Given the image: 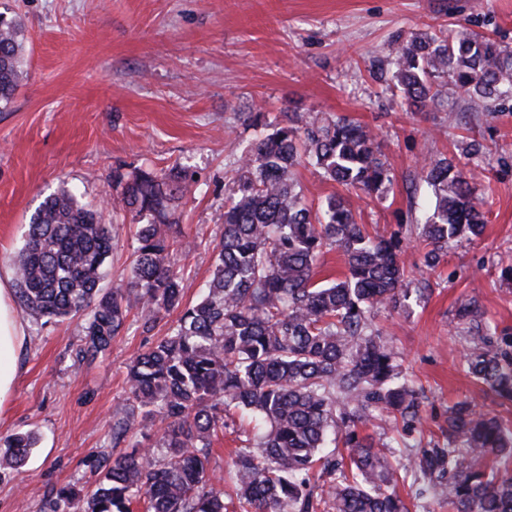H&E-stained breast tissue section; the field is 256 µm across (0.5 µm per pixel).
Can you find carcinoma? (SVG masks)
<instances>
[{
    "label": "carcinoma",
    "mask_w": 512,
    "mask_h": 512,
    "mask_svg": "<svg viewBox=\"0 0 512 512\" xmlns=\"http://www.w3.org/2000/svg\"><path fill=\"white\" fill-rule=\"evenodd\" d=\"M22 24L0 14V105L23 74ZM390 82L409 107L442 108L451 86L471 101L512 98V48L465 32L395 41ZM483 149L472 140L460 156L423 168L434 203L422 224L433 270L448 244L479 237L485 215L469 169ZM303 163L344 187L381 197L394 175L377 138L347 117L286 118L260 132L240 159L241 174L224 202V233L203 295L184 302L182 274L168 236L175 203L188 191L176 167L163 177L117 176L120 208L140 218L137 247L123 288L103 286L112 225L63 188L31 215L12 260L21 310L34 319L84 321L83 353L108 351L129 311L142 309L150 333L163 313L176 323L128 366L132 409L113 426L115 441L136 430L156 445H135L100 465L90 493L60 489L51 512H411L399 485L446 479L448 512H512V428L469 401L448 407V447L428 448L393 465L394 451L362 433L386 412L409 429L419 392L374 324L375 314L405 306L409 283L400 241L369 235L336 195L315 206L294 177ZM337 247L347 271L315 280L319 258ZM467 326L464 369L487 391L512 394V336H499L474 299L459 304ZM248 417L262 428L247 438L229 475L232 492L209 475L212 438ZM341 435V453L329 446ZM38 444L33 431L0 439V466L20 468Z\"/></svg>",
    "instance_id": "1"
}]
</instances>
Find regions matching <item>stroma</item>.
Instances as JSON below:
<instances>
[{
    "instance_id": "obj_1",
    "label": "stroma",
    "mask_w": 512,
    "mask_h": 512,
    "mask_svg": "<svg viewBox=\"0 0 512 512\" xmlns=\"http://www.w3.org/2000/svg\"><path fill=\"white\" fill-rule=\"evenodd\" d=\"M26 28L25 76L0 107V268L22 246L34 210L61 188L78 189L112 227L104 287L127 280L136 248L131 215L116 211L114 171L184 169L189 191L175 206L184 299L212 273L224 200L256 131L249 115L347 116L368 124L395 175L382 198L341 190L314 167L295 177L313 204L340 193L368 231L399 234L412 282L428 280L403 309L375 321L422 390L409 444H447L448 408L462 400L512 422V401L483 393L461 362L454 315L476 298L499 335L512 336V98L455 111L407 108L388 88L387 56L398 39L465 27L512 47V0H0ZM477 160L483 235L449 245L424 266L422 215L432 195L421 179L431 160ZM144 333L131 311L105 356L81 353L83 323L25 319L19 376L0 401V437L36 432L20 470L0 471V512H45L62 487H94L97 464L119 454L112 427L131 407L126 367L175 321Z\"/></svg>"
}]
</instances>
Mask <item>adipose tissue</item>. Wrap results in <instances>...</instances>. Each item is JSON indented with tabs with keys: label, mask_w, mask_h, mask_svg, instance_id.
Masks as SVG:
<instances>
[{
	"label": "adipose tissue",
	"mask_w": 512,
	"mask_h": 512,
	"mask_svg": "<svg viewBox=\"0 0 512 512\" xmlns=\"http://www.w3.org/2000/svg\"><path fill=\"white\" fill-rule=\"evenodd\" d=\"M12 279L11 270L0 269V397L15 384L19 372L17 353L25 336L13 301Z\"/></svg>",
	"instance_id": "obj_1"
}]
</instances>
